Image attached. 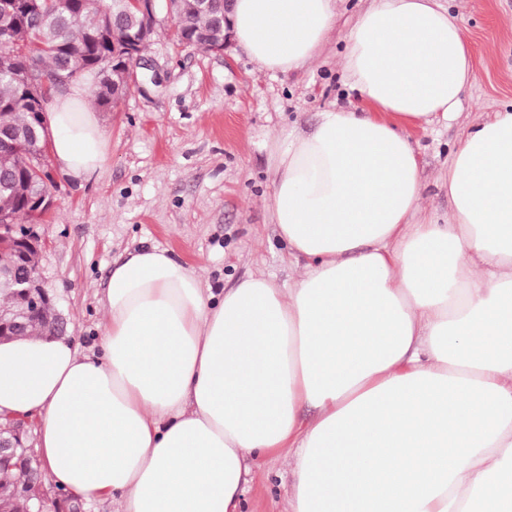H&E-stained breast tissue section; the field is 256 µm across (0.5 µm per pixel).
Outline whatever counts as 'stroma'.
Masks as SVG:
<instances>
[{
  "mask_svg": "<svg viewBox=\"0 0 512 512\" xmlns=\"http://www.w3.org/2000/svg\"><path fill=\"white\" fill-rule=\"evenodd\" d=\"M370 0H336V26L320 55L291 74L260 71L236 45L216 53L179 45L174 21L157 13V34L130 76L131 89L98 110L108 158L90 180L53 171L55 205L30 225L45 246L40 275L67 322L68 339L98 352L100 300L114 259L154 245L219 293L251 275L290 288L304 268L289 256L265 201L268 145L310 133L320 112L359 98L343 69L344 40ZM476 58L457 118L411 131L427 187L423 205L440 221L453 208L439 182L464 128L512 101V0H445ZM294 455L250 462L241 512H288Z\"/></svg>",
  "mask_w": 512,
  "mask_h": 512,
  "instance_id": "35a3bbf8",
  "label": "stroma"
}]
</instances>
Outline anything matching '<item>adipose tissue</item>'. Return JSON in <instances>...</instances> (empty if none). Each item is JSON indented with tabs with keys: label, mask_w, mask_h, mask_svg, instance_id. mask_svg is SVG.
Segmentation results:
<instances>
[{
	"label": "adipose tissue",
	"mask_w": 512,
	"mask_h": 512,
	"mask_svg": "<svg viewBox=\"0 0 512 512\" xmlns=\"http://www.w3.org/2000/svg\"><path fill=\"white\" fill-rule=\"evenodd\" d=\"M228 18L288 74L336 0H233ZM343 65L360 107L269 149L271 221L306 260L292 288L216 294L143 248L112 263L100 356L0 343V417L38 419L53 485L120 512H239L247 456L291 447V512H512V108L464 130L440 224L409 130L460 111L475 61L455 17L372 0ZM46 112L58 169L88 180L107 141L85 88Z\"/></svg>",
	"instance_id": "obj_1"
}]
</instances>
